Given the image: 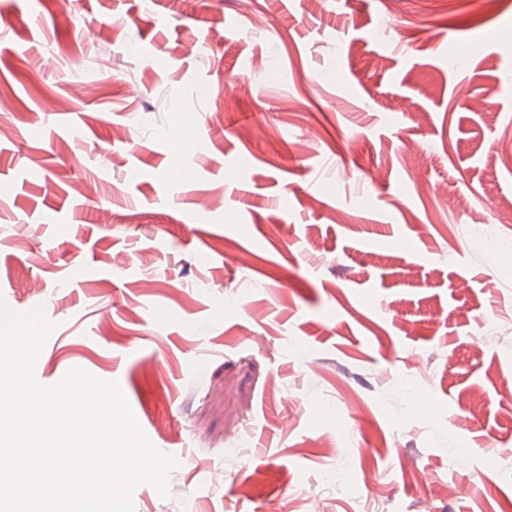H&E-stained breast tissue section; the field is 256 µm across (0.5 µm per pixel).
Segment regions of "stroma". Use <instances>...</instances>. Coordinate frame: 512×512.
Listing matches in <instances>:
<instances>
[{
    "instance_id": "35a3bbf8",
    "label": "stroma",
    "mask_w": 512,
    "mask_h": 512,
    "mask_svg": "<svg viewBox=\"0 0 512 512\" xmlns=\"http://www.w3.org/2000/svg\"><path fill=\"white\" fill-rule=\"evenodd\" d=\"M386 2L0 0V298L135 512H512V0Z\"/></svg>"
}]
</instances>
